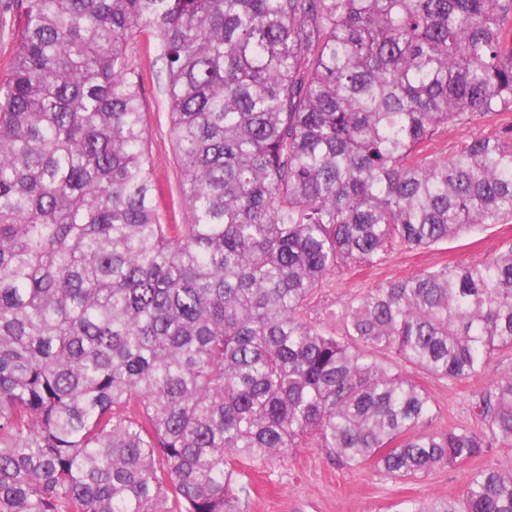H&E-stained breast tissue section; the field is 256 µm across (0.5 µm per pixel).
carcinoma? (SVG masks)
Wrapping results in <instances>:
<instances>
[{
	"label": "carcinoma",
	"mask_w": 512,
	"mask_h": 512,
	"mask_svg": "<svg viewBox=\"0 0 512 512\" xmlns=\"http://www.w3.org/2000/svg\"><path fill=\"white\" fill-rule=\"evenodd\" d=\"M0 512H243L237 463L324 448L387 479L512 447V245L308 316L327 277L512 219V0H0ZM166 72L167 224L127 47ZM398 512H512V463ZM22 19L15 15L9 18L5 28L0 27V83L9 74V62L16 48V34L21 27ZM509 125H512V112H502L494 117H477L458 125L447 136L437 137L433 142L434 150L448 157L461 142L478 135L498 134ZM509 364V357L496 359L490 371L483 377L464 381L455 386H448L444 381H438L425 374L417 373L409 366L406 370L417 376L418 380L432 394L437 415L434 421L435 427H448V425L456 424L479 432L482 429L481 423L473 411L475 396L480 390L488 386L496 369Z\"/></svg>",
	"instance_id": "cac0c4a2"
}]
</instances>
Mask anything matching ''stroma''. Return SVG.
<instances>
[{
    "label": "stroma",
    "mask_w": 512,
    "mask_h": 512,
    "mask_svg": "<svg viewBox=\"0 0 512 512\" xmlns=\"http://www.w3.org/2000/svg\"><path fill=\"white\" fill-rule=\"evenodd\" d=\"M131 63L142 78L148 149L163 190L161 206L168 211L177 193L179 167L170 138L165 75L156 40L150 31L138 34ZM509 125H512V112L478 117L458 125L448 135L437 137L434 149L448 156L461 142L478 135L499 133ZM511 242L512 222L489 224L425 250L393 247L377 266L331 275L314 299L310 316L313 321L333 327L332 312L355 294L422 269L491 256ZM419 380L433 396L435 426L456 424L480 430L473 403L478 392L488 386L489 377L474 378L454 386L424 374ZM245 476L252 484L245 512H393L394 505L406 499L423 502L456 493L465 480L464 470L444 467L423 478L394 481L367 467L351 468L334 463L318 448L297 449L283 464L246 468Z\"/></svg>",
    "instance_id": "1"
}]
</instances>
